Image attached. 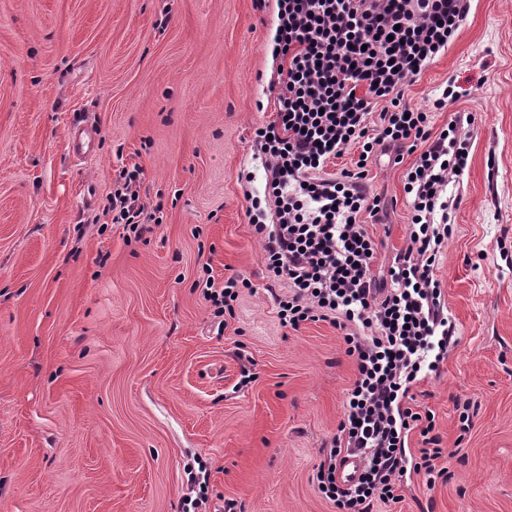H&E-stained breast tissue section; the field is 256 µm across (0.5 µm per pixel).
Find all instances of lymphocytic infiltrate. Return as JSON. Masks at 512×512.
Returning a JSON list of instances; mask_svg holds the SVG:
<instances>
[{
	"label": "lymphocytic infiltrate",
	"mask_w": 512,
	"mask_h": 512,
	"mask_svg": "<svg viewBox=\"0 0 512 512\" xmlns=\"http://www.w3.org/2000/svg\"><path fill=\"white\" fill-rule=\"evenodd\" d=\"M471 0H275V44L284 66L275 118L257 127L266 160L264 198L247 209L283 326L328 321L343 330L356 378L338 432L322 450L316 480L336 512H373L399 498L407 471L435 482L442 455L434 415L415 407L411 390L438 371L457 325L448 315L434 268L453 233L448 185L470 156L467 125L454 114L434 131L433 113L458 94L446 87L430 108L410 106L403 86L445 52L466 20ZM357 146L354 170L327 173L332 159ZM394 163L414 161L404 175L411 231L384 278L371 275L377 244L362 219L378 217L382 199L364 184L376 147ZM140 167L122 169L104 208L112 223L143 234L155 213L140 197ZM274 205L267 221L262 200ZM423 447L408 460L411 431ZM360 453L354 486L336 478L343 455Z\"/></svg>",
	"instance_id": "obj_1"
}]
</instances>
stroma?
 <instances>
[{
  "label": "stroma",
  "mask_w": 512,
  "mask_h": 512,
  "mask_svg": "<svg viewBox=\"0 0 512 512\" xmlns=\"http://www.w3.org/2000/svg\"><path fill=\"white\" fill-rule=\"evenodd\" d=\"M273 0H0V512H336L314 475L355 378L330 322L280 325L246 216L263 196L254 131L275 116ZM447 125L471 112L455 229L435 277L457 342L413 393L441 437L428 485L374 512H512V0H472L448 50L405 85ZM100 134L73 158L74 124ZM381 156L366 220L386 270L409 241L404 172ZM162 223L99 218L122 168ZM250 282L217 319L207 275ZM473 404L461 429L455 399ZM208 479L206 469L199 471V473H195L191 476V484L194 487H197V496L192 499V497H187L184 499L182 511L185 512H195L199 506L205 502L207 499L208 492ZM192 509V510H191Z\"/></svg>",
  "instance_id": "35a3bbf8"
}]
</instances>
